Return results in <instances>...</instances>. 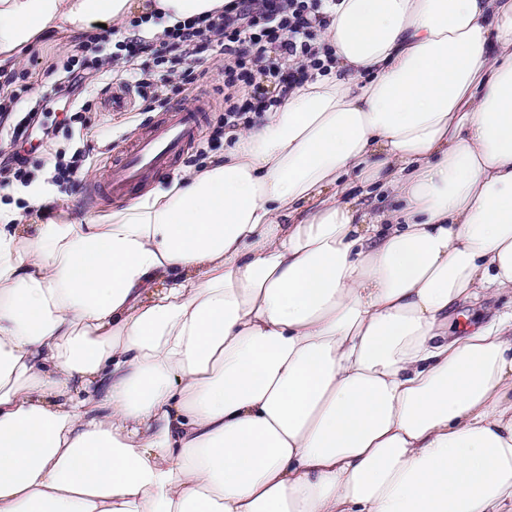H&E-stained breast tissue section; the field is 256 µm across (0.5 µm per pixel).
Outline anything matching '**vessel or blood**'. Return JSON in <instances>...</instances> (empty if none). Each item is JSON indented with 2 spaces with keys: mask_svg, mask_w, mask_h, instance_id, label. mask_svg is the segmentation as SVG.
<instances>
[{
  "mask_svg": "<svg viewBox=\"0 0 512 512\" xmlns=\"http://www.w3.org/2000/svg\"><path fill=\"white\" fill-rule=\"evenodd\" d=\"M209 106L202 99L191 107L175 106L159 113L135 140L121 146L118 160L91 184L92 196L117 202L171 170L176 157L195 142L200 114Z\"/></svg>",
  "mask_w": 512,
  "mask_h": 512,
  "instance_id": "vessel-or-blood-1",
  "label": "vessel or blood"
}]
</instances>
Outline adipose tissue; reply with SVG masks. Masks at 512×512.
I'll list each match as a JSON object with an SVG mask.
<instances>
[{"label":"adipose tissue","instance_id":"obj_1","mask_svg":"<svg viewBox=\"0 0 512 512\" xmlns=\"http://www.w3.org/2000/svg\"><path fill=\"white\" fill-rule=\"evenodd\" d=\"M225 2L0 0V66ZM329 13L330 73L204 167L0 210V512H512V310L448 333L512 294V0ZM348 180H352L354 186L351 189L353 196H360V203L363 205L365 210L372 213H377L385 210L391 203L392 191L388 187L382 185H374L366 188H362L354 177ZM511 303V296L503 295L493 304L482 303L478 306L458 307L448 317V333L461 334L476 325L489 321L499 309H505Z\"/></svg>","mask_w":512,"mask_h":512}]
</instances>
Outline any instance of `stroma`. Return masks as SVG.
Returning a JSON list of instances; mask_svg holds the SVG:
<instances>
[{
  "label": "stroma",
  "mask_w": 512,
  "mask_h": 512,
  "mask_svg": "<svg viewBox=\"0 0 512 512\" xmlns=\"http://www.w3.org/2000/svg\"><path fill=\"white\" fill-rule=\"evenodd\" d=\"M84 38L79 34L55 36L34 45L24 56L11 65L15 75L12 85L19 97V109H27L30 103L43 94L51 83L47 70L50 65H62L67 57L79 54ZM209 95L212 101L210 112L205 113L201 133L196 142L180 155L172 174L161 175L151 183L152 188H164L171 176L201 167L215 156L224 152V85L211 82ZM86 112L80 113L75 121H67L62 105H53L48 119L56 127L55 139L47 145L28 144L31 174L29 187L14 184L0 189V204L27 207L29 192H37L48 200L51 214L70 213L88 220H95L110 212V205H95L88 197L89 184L102 175L109 163L115 147L120 146L140 134L152 121L153 115L141 111V98L135 93H127L121 110H113L111 93H94L88 98ZM86 148L88 158L79 175L76 187L66 193H59L48 183L46 175L59 152L73 153L77 148Z\"/></svg>",
  "instance_id": "35a3bbf8"
}]
</instances>
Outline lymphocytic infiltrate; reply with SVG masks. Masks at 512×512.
Masks as SVG:
<instances>
[{
  "label": "lymphocytic infiltrate",
  "instance_id": "obj_1",
  "mask_svg": "<svg viewBox=\"0 0 512 512\" xmlns=\"http://www.w3.org/2000/svg\"><path fill=\"white\" fill-rule=\"evenodd\" d=\"M337 0H232L224 12L142 35V19L131 22L132 37L117 42L112 54L121 66L119 83L136 88L141 98L155 94L152 69L139 67L143 56H151L154 67L186 83H195L192 66L200 54L210 51L224 58V125L248 124L251 114L273 110L294 86L314 75L326 74L335 63L332 49L319 44L318 35L330 22L328 6ZM108 37H90L83 56L68 57L66 76L56 83L52 95L71 99L75 112L86 109L85 97L95 89L103 66L101 53ZM12 76L0 81V130L11 141L26 135L37 110L14 116L17 96Z\"/></svg>",
  "mask_w": 512,
  "mask_h": 512
}]
</instances>
